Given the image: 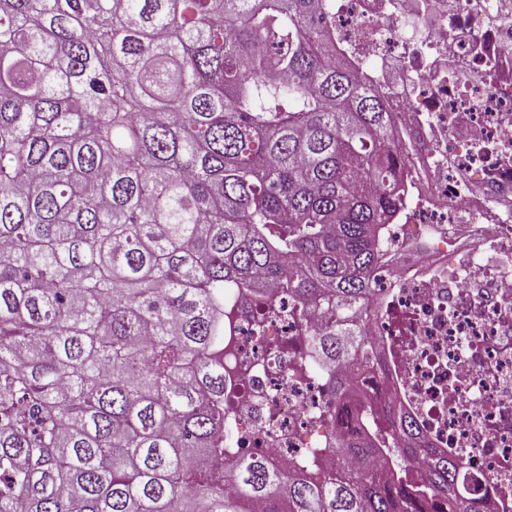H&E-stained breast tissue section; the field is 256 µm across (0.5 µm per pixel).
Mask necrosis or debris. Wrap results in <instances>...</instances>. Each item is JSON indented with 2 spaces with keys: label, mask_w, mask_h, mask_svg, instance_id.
Returning <instances> with one entry per match:
<instances>
[{
  "label": "necrosis or debris",
  "mask_w": 512,
  "mask_h": 512,
  "mask_svg": "<svg viewBox=\"0 0 512 512\" xmlns=\"http://www.w3.org/2000/svg\"><path fill=\"white\" fill-rule=\"evenodd\" d=\"M325 15L407 146L367 329L382 369L335 399L336 366L305 337L313 305L266 317L256 290L225 289L224 461L331 468L337 402L391 395L512 512V0H327Z\"/></svg>",
  "instance_id": "4bbe7bcc"
}]
</instances>
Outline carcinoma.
<instances>
[{
	"label": "carcinoma",
	"instance_id": "1",
	"mask_svg": "<svg viewBox=\"0 0 512 512\" xmlns=\"http://www.w3.org/2000/svg\"><path fill=\"white\" fill-rule=\"evenodd\" d=\"M323 0H0V512H486L395 404L224 489V289L364 328L405 146ZM360 469L343 466L346 457Z\"/></svg>",
	"mask_w": 512,
	"mask_h": 512
}]
</instances>
